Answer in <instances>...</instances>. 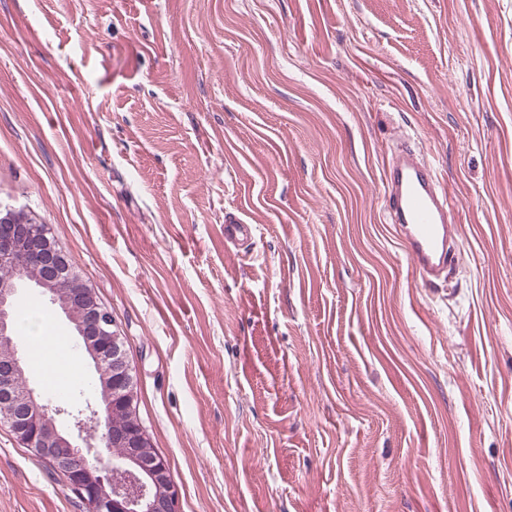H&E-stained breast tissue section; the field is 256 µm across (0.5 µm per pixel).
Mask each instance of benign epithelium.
<instances>
[{
    "label": "benign epithelium",
    "mask_w": 512,
    "mask_h": 512,
    "mask_svg": "<svg viewBox=\"0 0 512 512\" xmlns=\"http://www.w3.org/2000/svg\"><path fill=\"white\" fill-rule=\"evenodd\" d=\"M37 265L27 274L24 257ZM0 425L66 481L81 499L85 512H178L180 491L167 460L155 452L139 421L90 431L112 418V408L134 413L137 383L120 326L71 264L50 227L34 222L22 209L0 207ZM37 288L73 326L78 347L101 375L102 395L77 413L53 403L29 385L17 386L26 366L12 333L19 291ZM67 415L77 436L62 431L57 418ZM124 452L106 463L112 446Z\"/></svg>",
    "instance_id": "1"
}]
</instances>
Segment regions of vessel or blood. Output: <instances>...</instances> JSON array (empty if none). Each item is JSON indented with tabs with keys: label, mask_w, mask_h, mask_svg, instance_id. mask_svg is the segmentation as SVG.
Segmentation results:
<instances>
[{
	"label": "vessel or blood",
	"mask_w": 512,
	"mask_h": 512,
	"mask_svg": "<svg viewBox=\"0 0 512 512\" xmlns=\"http://www.w3.org/2000/svg\"><path fill=\"white\" fill-rule=\"evenodd\" d=\"M386 220L393 224L418 277L440 279L462 248L458 221L449 194L421 149L400 142L384 173ZM255 227L229 212L224 216V241L241 246L252 240Z\"/></svg>",
	"instance_id": "vessel-or-blood-1"
}]
</instances>
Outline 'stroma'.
<instances>
[{"mask_svg":"<svg viewBox=\"0 0 512 512\" xmlns=\"http://www.w3.org/2000/svg\"><path fill=\"white\" fill-rule=\"evenodd\" d=\"M401 135L458 212L436 289ZM0 204L111 308L179 512H512V0H0ZM0 512H82L5 426ZM386 220L402 239L418 277L434 283L462 248L454 205L424 152L403 141L384 173ZM256 227L252 224H243V221L235 213L224 215V243L234 247L243 246L252 240Z\"/></svg>","mask_w":512,"mask_h":512,"instance_id":"stroma-1","label":"stroma"}]
</instances>
